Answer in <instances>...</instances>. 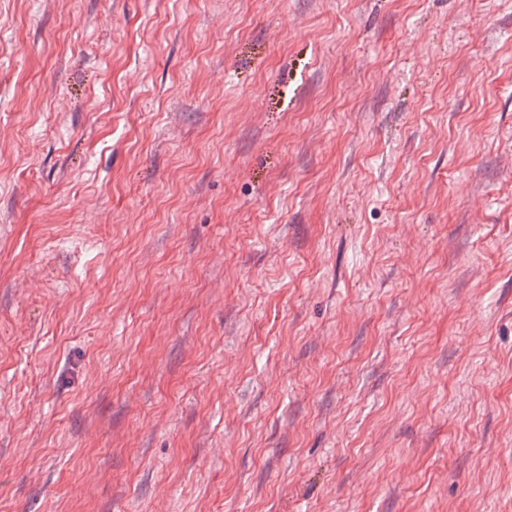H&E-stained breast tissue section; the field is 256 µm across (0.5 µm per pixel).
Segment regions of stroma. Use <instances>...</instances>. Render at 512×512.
<instances>
[{
  "label": "stroma",
  "instance_id": "1",
  "mask_svg": "<svg viewBox=\"0 0 512 512\" xmlns=\"http://www.w3.org/2000/svg\"><path fill=\"white\" fill-rule=\"evenodd\" d=\"M0 512H512V0H0Z\"/></svg>",
  "mask_w": 512,
  "mask_h": 512
}]
</instances>
